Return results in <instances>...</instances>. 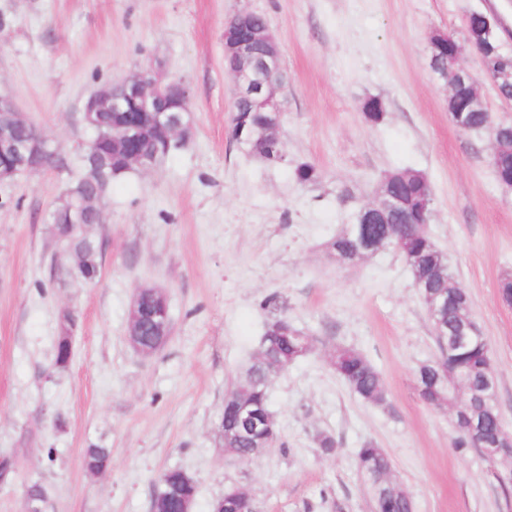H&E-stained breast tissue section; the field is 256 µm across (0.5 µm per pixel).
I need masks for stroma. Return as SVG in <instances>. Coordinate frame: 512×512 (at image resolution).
I'll use <instances>...</instances> for the list:
<instances>
[{
    "label": "stroma",
    "instance_id": "1",
    "mask_svg": "<svg viewBox=\"0 0 512 512\" xmlns=\"http://www.w3.org/2000/svg\"><path fill=\"white\" fill-rule=\"evenodd\" d=\"M243 10L264 14L279 44L284 164L242 153L229 132L224 21ZM475 10L501 12L512 46L507 0H0V94L64 160L0 182V457L16 470L0 482V512H26L34 482L44 512H151L170 469L196 479L193 512H212L232 485L257 512H373L356 465L369 442L389 455L413 512H512L490 463L452 447L450 410L417 395L416 371L438 348L401 256L386 249L345 265L327 248L351 221L339 188L362 206L393 169L422 171L434 197L427 232L471 296L512 431V306L500 299L512 278V189L490 165V132L451 120L429 59L435 34L465 43ZM461 62L495 119L512 121L479 56ZM134 71L184 80L192 127L154 168L108 185L103 221L88 230L103 245L97 279L50 275L49 215L85 175L93 138L83 104ZM372 97L386 105L377 124L364 118ZM299 162L315 165L316 182L296 181ZM145 286L165 292L172 318L168 341L147 356L127 336ZM273 292L318 342L271 382L282 445L245 462L225 453L219 423ZM65 309L78 327L70 366L55 372ZM339 345L377 368L384 404L336 376L328 357ZM319 432L335 438L334 455L317 447ZM93 443L111 450L95 476L83 467Z\"/></svg>",
    "mask_w": 512,
    "mask_h": 512
}]
</instances>
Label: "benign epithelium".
<instances>
[{
	"mask_svg": "<svg viewBox=\"0 0 512 512\" xmlns=\"http://www.w3.org/2000/svg\"><path fill=\"white\" fill-rule=\"evenodd\" d=\"M250 12H238L224 22V66L233 85L234 100L246 101L254 112H282L284 103L279 96L283 88L281 53L276 39L265 27L257 29L248 22ZM484 23L487 33L501 26V18L473 11L464 19L465 27L476 21ZM122 91L112 92L105 87L91 96L83 107V122L95 123L97 113L109 111L119 117L114 126L125 143L124 160L143 169L152 168L153 159L141 145V133L149 128L164 142L183 133L182 115L191 97L188 84L174 78H162L150 72H132L117 81ZM233 138L248 140L254 128L241 115L231 124ZM46 137L13 102L0 98V181L8 176L41 169L49 156ZM99 201L85 200L54 214L56 224H82L89 209Z\"/></svg>",
	"mask_w": 512,
	"mask_h": 512,
	"instance_id": "obj_1",
	"label": "benign epithelium"
}]
</instances>
